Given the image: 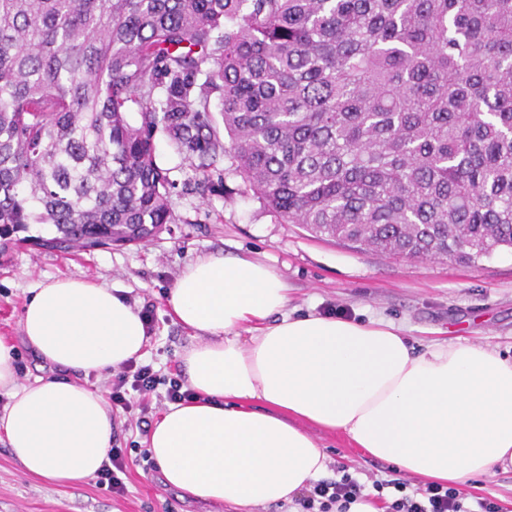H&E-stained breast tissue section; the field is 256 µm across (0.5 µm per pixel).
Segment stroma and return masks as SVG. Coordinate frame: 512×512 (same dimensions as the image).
<instances>
[{
    "instance_id": "obj_1",
    "label": "stroma",
    "mask_w": 512,
    "mask_h": 512,
    "mask_svg": "<svg viewBox=\"0 0 512 512\" xmlns=\"http://www.w3.org/2000/svg\"><path fill=\"white\" fill-rule=\"evenodd\" d=\"M155 158L177 183L175 221L148 243L91 252H40L20 247L0 256V339L13 344L18 379L50 376L21 339L20 319L30 290L60 277L89 279L121 289L131 305L152 309L154 330L142 363L162 378L181 373L180 356L194 333L177 323L166 296L185 264L207 254L243 256L271 265L287 282L289 314L342 312L356 321L393 322L413 346L461 341L512 355V253L473 265L453 260L391 258L315 238L297 224H282L228 168L216 162L206 191L189 188L196 175L165 133L155 136ZM114 445L128 449L127 491L112 494L89 478L65 486L26 475L0 441V512H226L224 506L183 497L163 484L157 464L142 458L147 435L135 417L117 414ZM327 476L337 466L361 481L387 477L391 463L353 448L340 433L318 431ZM469 499L496 497L512 512V472L472 478Z\"/></svg>"
}]
</instances>
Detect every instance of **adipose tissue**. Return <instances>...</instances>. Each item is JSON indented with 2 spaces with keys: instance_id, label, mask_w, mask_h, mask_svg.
I'll list each match as a JSON object with an SVG mask.
<instances>
[{
  "instance_id": "obj_1",
  "label": "adipose tissue",
  "mask_w": 512,
  "mask_h": 512,
  "mask_svg": "<svg viewBox=\"0 0 512 512\" xmlns=\"http://www.w3.org/2000/svg\"><path fill=\"white\" fill-rule=\"evenodd\" d=\"M288 301L259 261L210 254L180 271L166 305L195 333L181 365L196 397L168 404L147 439L168 487L235 512L293 502L327 470L319 429L425 481L512 472V357L460 341L419 352L393 324L292 316ZM21 330L61 374L19 383L0 340V436L30 476L93 477L115 425L75 375L141 358L145 323L117 289L64 278L33 288Z\"/></svg>"
}]
</instances>
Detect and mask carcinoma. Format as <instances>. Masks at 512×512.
Instances as JSON below:
<instances>
[{
	"label": "carcinoma",
	"instance_id": "carcinoma-1",
	"mask_svg": "<svg viewBox=\"0 0 512 512\" xmlns=\"http://www.w3.org/2000/svg\"><path fill=\"white\" fill-rule=\"evenodd\" d=\"M159 131L204 175L231 152L317 238L489 259L512 250V0H0L1 255L152 240Z\"/></svg>",
	"mask_w": 512,
	"mask_h": 512
}]
</instances>
